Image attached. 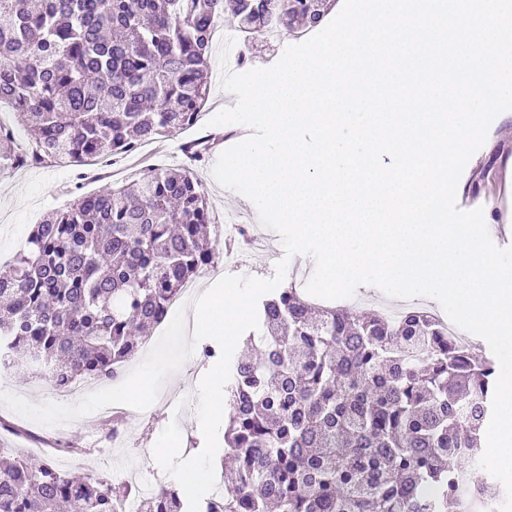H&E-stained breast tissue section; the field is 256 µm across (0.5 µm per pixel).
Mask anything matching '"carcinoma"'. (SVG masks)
I'll return each instance as SVG.
<instances>
[{"mask_svg":"<svg viewBox=\"0 0 512 512\" xmlns=\"http://www.w3.org/2000/svg\"><path fill=\"white\" fill-rule=\"evenodd\" d=\"M334 0H0V100L39 165L122 159L195 125L211 88L213 27L245 38ZM0 153V171L27 166ZM212 209L189 167L150 170L49 213L0 267V361L60 381H108L184 284L213 263ZM262 348L232 358L224 451L236 467L199 512H498L471 485L496 360L432 313L315 315L295 288L258 312ZM129 486L31 467L0 449V512H117ZM143 512H188L172 486Z\"/></svg>","mask_w":512,"mask_h":512,"instance_id":"carcinoma-1","label":"carcinoma"}]
</instances>
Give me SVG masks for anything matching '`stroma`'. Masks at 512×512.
<instances>
[{
  "instance_id": "35a3bbf8",
  "label": "stroma",
  "mask_w": 512,
  "mask_h": 512,
  "mask_svg": "<svg viewBox=\"0 0 512 512\" xmlns=\"http://www.w3.org/2000/svg\"><path fill=\"white\" fill-rule=\"evenodd\" d=\"M297 41L292 30L284 28L273 38L259 36L247 41V56L239 66L240 71L272 66L281 57L285 46ZM210 66L211 90L197 125L156 142L155 150L159 155V166L181 167L187 163L182 150L185 143H210L207 159L196 167L195 172L207 190L215 222L220 225L226 215L245 216L252 203L245 196L219 185L211 170L223 150L249 137L251 131L241 124L211 125V118L218 111L234 106L236 97L220 86L218 57H211ZM478 156L482 167L492 170L495 182L489 188L482 184L470 185L467 191L470 199L481 198L490 189L500 193L502 202L512 201V177L506 175L507 163L512 160V141L483 145ZM137 173V166L125 160L115 165L99 163L95 171L82 175L74 168L56 165L33 166L0 175V265L13 259L32 225L39 223L48 213L67 208L77 197L94 193L114 181L131 179ZM265 235L271 246L269 259H261L246 250L240 252L238 265L228 268L224 265L223 249H216L213 263L196 278L200 289L209 288L229 273L272 277L277 261L283 256L282 239L271 229L266 230ZM211 366L210 360L195 353L184 362L176 376L167 377L150 415L129 430L128 447H113L112 421L88 415L71 422L65 436L69 446L78 449L79 454L64 465V472L108 479L126 465L146 471L157 470V463L140 456L139 451L153 447L161 431L172 421L177 422L181 431L183 456L200 452L204 438L196 417L197 385ZM45 431L44 425L0 405V448L18 450L37 462L49 460V452L37 448V437Z\"/></svg>"
}]
</instances>
